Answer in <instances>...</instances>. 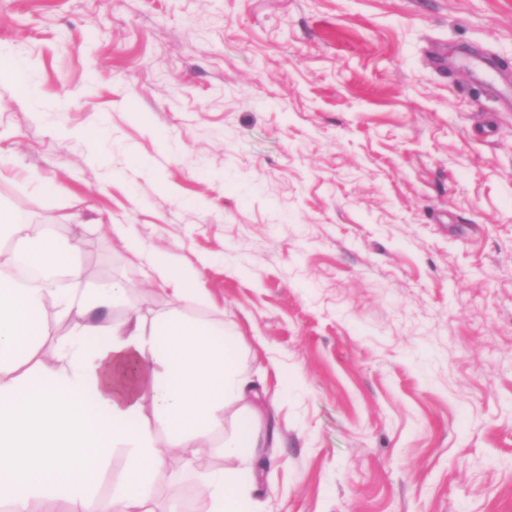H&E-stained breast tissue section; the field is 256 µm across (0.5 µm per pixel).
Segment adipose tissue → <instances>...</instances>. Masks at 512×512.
I'll return each mask as SVG.
<instances>
[{
    "mask_svg": "<svg viewBox=\"0 0 512 512\" xmlns=\"http://www.w3.org/2000/svg\"><path fill=\"white\" fill-rule=\"evenodd\" d=\"M112 230L170 289L173 305L148 318L106 320L104 311L126 301L122 282L100 284L80 300L57 292L69 328L45 350L34 341L33 320L46 288L0 263V505L30 512L33 500L55 497L66 512H151L152 480L168 455L190 454L232 412L237 421L223 448L234 465L204 474L199 500L205 512H250L255 474L235 461L261 456L279 436L263 422L255 383L240 368L238 338L223 324L182 315L184 304L202 297L195 270L146 253L125 225ZM1 233L33 263L64 265L79 280L78 265L51 226L32 230L4 210ZM159 426L166 431L161 443ZM117 451L124 476L109 495H97L104 465Z\"/></svg>",
    "mask_w": 512,
    "mask_h": 512,
    "instance_id": "obj_1",
    "label": "adipose tissue"
}]
</instances>
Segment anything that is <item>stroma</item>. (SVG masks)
Here are the masks:
<instances>
[{"instance_id": "1", "label": "stroma", "mask_w": 512, "mask_h": 512, "mask_svg": "<svg viewBox=\"0 0 512 512\" xmlns=\"http://www.w3.org/2000/svg\"><path fill=\"white\" fill-rule=\"evenodd\" d=\"M0 55V205L70 290L168 304L131 225L265 375L255 512H512V0H0ZM19 220L26 219L23 212L16 215ZM15 218L12 211L0 212V237L5 232L16 242L15 255L24 253L36 264H60L65 267L66 275L73 281L80 278V268L74 263L69 250L55 235L51 225H40L41 228L34 232L29 224H21Z\"/></svg>"}]
</instances>
